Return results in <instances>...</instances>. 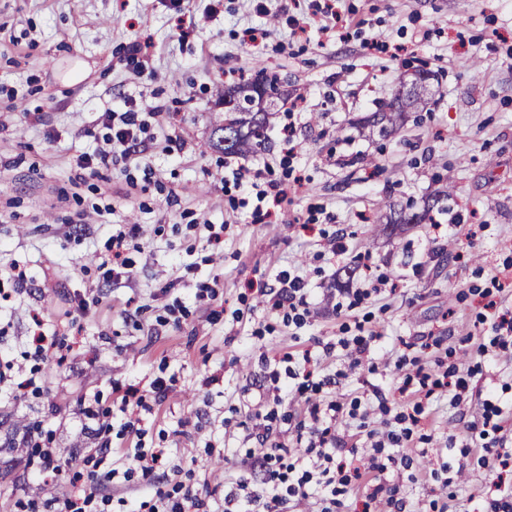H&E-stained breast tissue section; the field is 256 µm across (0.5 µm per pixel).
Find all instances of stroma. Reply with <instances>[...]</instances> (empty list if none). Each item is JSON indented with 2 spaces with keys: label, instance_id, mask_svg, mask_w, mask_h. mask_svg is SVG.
<instances>
[{
  "label": "stroma",
  "instance_id": "1",
  "mask_svg": "<svg viewBox=\"0 0 512 512\" xmlns=\"http://www.w3.org/2000/svg\"><path fill=\"white\" fill-rule=\"evenodd\" d=\"M323 0H0V504L54 512L71 492L45 476L26 449L41 433L80 461L99 442L102 411L118 413L114 385L148 389L172 379L142 413L143 436L112 441L165 451L170 481L207 485L220 512L249 443L248 428L273 406L271 372L283 352L376 332L375 371L349 369L344 350L325 360L347 373L335 397L377 407L391 393L399 356L428 368H472L459 404L428 405L430 443L410 442L412 469L392 465L406 512H481L496 474L466 450L488 393L501 402L512 448V346L491 345L480 305L497 279L512 280V0H335L342 25L327 26ZM299 33H291L289 19ZM262 31L247 41V29ZM402 46L399 57L371 41ZM148 42L132 64L127 48ZM279 74L283 94L267 116L264 148L248 163L304 179L276 217L258 221L250 188L225 186L238 156L215 148L224 88L257 66ZM432 72L417 111L389 135L368 124L399 83ZM149 114L144 152L89 174L82 154L110 149L98 120L122 96ZM162 115H154L155 107ZM294 122L295 135L281 134ZM432 223L403 224L406 210ZM440 231H433V224ZM134 268L105 272L112 234ZM222 227L221 245L208 225ZM344 234L348 252L330 253ZM25 268L16 282L12 267ZM299 269L311 315L299 328L268 315L249 289L261 273ZM395 281L351 311L341 291ZM216 292H208V285ZM501 291V290H498ZM512 307V287L501 291ZM70 344L65 362L34 359L36 334ZM485 356H477L479 345ZM35 377V392L14 379ZM462 467L442 471L443 461ZM120 227L115 234H112L111 257L108 260H104L101 264L103 267L108 266V264L112 265V269H108V271H112V276L130 273L128 271L130 268L124 255V243L127 238H136L141 232V228L136 224H124L120 225Z\"/></svg>",
  "mask_w": 512,
  "mask_h": 512
}]
</instances>
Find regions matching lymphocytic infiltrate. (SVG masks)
<instances>
[{
  "instance_id": "lymphocytic-infiltrate-1",
  "label": "lymphocytic infiltrate",
  "mask_w": 512,
  "mask_h": 512,
  "mask_svg": "<svg viewBox=\"0 0 512 512\" xmlns=\"http://www.w3.org/2000/svg\"><path fill=\"white\" fill-rule=\"evenodd\" d=\"M100 121L111 130V142L119 147L121 158L139 154L143 123L134 110L120 112L108 108L101 113ZM257 288L260 295L267 297L269 312L281 315L283 320L298 327L306 323L310 315V290L302 276L291 270H276L270 280H259ZM281 360L289 365L290 380L277 387L273 397L275 408L268 418L276 420V408L285 401L313 392L317 398L308 406L309 421L295 426L287 446L271 442L267 432L254 433V446L247 449L245 463L265 471L264 487L257 494L248 491L246 479L237 480L236 490L224 496V512H285L292 498L314 500L319 512H340L352 487L368 475L374 477L375 485L362 500L361 512H375L381 502L401 512L403 502L397 497V487L386 483L388 464L397 458L404 468H411L412 459L403 449L419 428L425 401L440 392L460 396L468 388L470 372L459 371L453 364L429 371L417 360L399 357L396 368L402 371L403 381L396 391L399 398L414 399V410L397 412L393 418L382 420L380 427L367 431L373 452L363 461L357 449L343 447L336 432V421L343 413L352 418L369 417V409L363 408L357 398L347 405L321 399V392L337 385L340 376L324 373L319 357L313 356L311 351L298 356L286 352ZM168 390L167 382L160 378L153 380L146 392L127 387L121 396L120 432H141L139 407L149 396L164 399ZM501 413L498 397L489 396L483 404L482 421L472 425L470 435L472 444L483 449L485 464L496 470L512 467V448L505 447L499 437ZM205 507L200 489L181 483L169 492L156 489L151 505L133 503L125 512H204Z\"/></svg>"
}]
</instances>
